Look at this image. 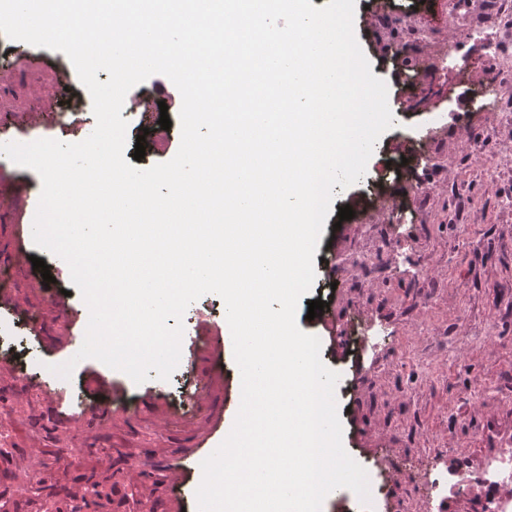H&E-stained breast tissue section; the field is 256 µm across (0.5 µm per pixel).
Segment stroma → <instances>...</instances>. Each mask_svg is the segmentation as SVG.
Here are the masks:
<instances>
[{
    "mask_svg": "<svg viewBox=\"0 0 512 512\" xmlns=\"http://www.w3.org/2000/svg\"><path fill=\"white\" fill-rule=\"evenodd\" d=\"M354 26L374 76L388 86L393 126L375 145L369 166L394 174L370 187L359 182L337 192L315 252L316 278L297 309L299 328L319 337L321 359L340 373L343 445L360 465L385 459L387 512H423L416 476L441 452L449 471L470 468L512 436V402L495 398L496 383L512 375V171L489 179L487 162L512 158V126L486 137L473 101L491 63L483 46L463 38L434 0H356ZM454 43L463 73L434 67ZM80 90L62 52L14 41L0 33V139L49 138L75 143L95 127L92 99L82 92L73 110L53 94L57 80ZM467 106H460V99ZM170 129L159 113L142 118L125 103L124 150L133 161L145 137L141 168L169 161L180 145L181 95L166 83L161 96ZM429 145L420 164L412 150ZM431 186L411 223L386 220L389 200L407 182ZM42 183L37 173L0 162V241L22 256L6 271L0 316L26 327V347L0 358V503L18 512H197L201 463L231 431L241 402L225 304L203 295L184 316L178 372L187 373L202 399L176 411L163 380L135 384L95 359L77 361L70 379L53 366L74 359L89 312L74 289L68 265L35 247L29 228ZM354 216L339 220L342 206ZM398 250L393 265L354 269L346 254ZM44 259L54 278L45 284L32 258ZM423 268L417 282L412 268ZM326 301L307 319L308 304ZM27 363V378L16 367ZM26 421L30 438L4 441L6 424ZM85 448L93 466L68 463L65 452Z\"/></svg>",
    "mask_w": 512,
    "mask_h": 512,
    "instance_id": "1",
    "label": "stroma"
}]
</instances>
